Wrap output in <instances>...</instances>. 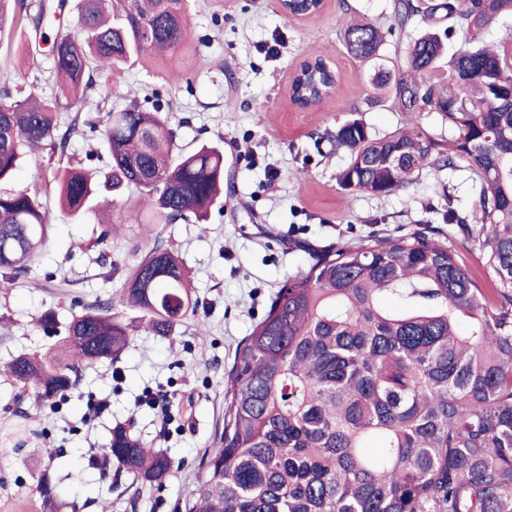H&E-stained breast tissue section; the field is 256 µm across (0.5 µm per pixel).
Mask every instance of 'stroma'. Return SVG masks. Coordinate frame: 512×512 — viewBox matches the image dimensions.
<instances>
[{"label": "stroma", "mask_w": 512, "mask_h": 512, "mask_svg": "<svg viewBox=\"0 0 512 512\" xmlns=\"http://www.w3.org/2000/svg\"><path fill=\"white\" fill-rule=\"evenodd\" d=\"M390 0H327L306 21L286 18L279 0H191L193 48L209 67L182 74L176 67L135 64L121 78H97L78 98H61V125L95 120L132 100L157 97L182 150L214 144L224 151V195L206 223L177 220L156 226L157 239L135 223H117L103 202L74 217L62 211L48 182L62 166H104L100 137L73 135L66 152L50 148L18 169L17 190L42 185L52 215L49 241L29 278L0 288V512H44L35 491L50 474L58 512H185L201 462L224 429V388L237 345L251 333L281 284L304 270L310 251L354 244L375 232L416 230L435 196L437 177L423 171L409 191L379 198L347 196L336 174L345 155L320 156L319 135L351 119L371 89L366 67L346 51L351 17L389 23ZM57 23L43 25L45 44L27 55V32L16 27L0 42V69L16 71L18 91L55 96L47 46ZM278 41L279 55L262 50ZM327 57L338 77L334 93L301 111L289 97L296 67ZM177 252L197 307L173 335L139 331L126 311L130 342L119 361L82 368L61 407L18 385L4 370L14 356L42 355L59 343L73 315L97 300L119 301L129 268L154 243ZM54 317L51 328L40 316ZM168 394V423H160L146 392ZM105 398L108 411L89 417L88 403ZM121 426L167 449L176 465L161 485L130 491L126 479L103 474L92 451Z\"/></svg>", "instance_id": "35a3bbf8"}]
</instances>
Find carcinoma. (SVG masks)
Here are the masks:
<instances>
[{
    "instance_id": "obj_1",
    "label": "carcinoma",
    "mask_w": 512,
    "mask_h": 512,
    "mask_svg": "<svg viewBox=\"0 0 512 512\" xmlns=\"http://www.w3.org/2000/svg\"><path fill=\"white\" fill-rule=\"evenodd\" d=\"M23 0H0V37L23 23ZM72 25L49 51L59 90L77 97L94 76L112 80L143 58L165 63L187 51L188 0H75ZM512 0H391L382 29L368 20L343 32L367 64L370 104L438 127L377 134L360 118L320 141L344 153L337 174L348 195L410 190L425 169L468 171L471 212L441 180L433 208L485 257L482 280L427 226L317 250L276 292L236 349L224 391V431L202 462L185 512H512V64L485 32ZM411 31L403 54L387 36ZM0 71V287L26 278L48 239L51 212L38 190L6 188L27 153L65 152L55 104L13 95ZM333 88L322 66L297 78L293 97ZM89 132L107 144L108 172L57 170L60 207L79 216L103 193L137 192L159 221L207 222L224 194V151L202 144L174 154L175 133L157 103L108 111ZM147 333L170 334L194 310L187 270L155 245L131 266L121 299ZM128 324L114 303L84 307L60 345L13 357L10 377L41 398L62 397L80 366L121 356ZM95 454L132 481L161 483L175 465L164 448L112 429Z\"/></svg>"
}]
</instances>
